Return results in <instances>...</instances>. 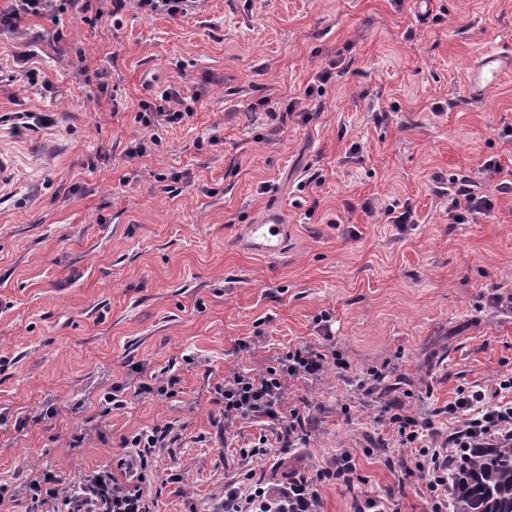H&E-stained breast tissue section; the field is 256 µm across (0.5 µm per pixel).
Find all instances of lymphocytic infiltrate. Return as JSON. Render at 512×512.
Listing matches in <instances>:
<instances>
[{"mask_svg":"<svg viewBox=\"0 0 512 512\" xmlns=\"http://www.w3.org/2000/svg\"><path fill=\"white\" fill-rule=\"evenodd\" d=\"M208 0H11L0 11V29L14 31L30 16H57L75 9L83 23L94 26L110 19L120 26L126 8L150 15L187 16L206 7ZM182 87L170 85L153 91L141 100L134 116L144 130L127 152L129 158L146 156L151 146L159 145L160 134L193 117ZM480 180L464 176L458 194L463 200L461 210L450 212L456 224L476 221L489 215L493 202L491 193L512 195V178L498 159L486 160L479 169ZM348 370L349 364L335 345L323 347L304 342L294 345L257 373L234 372L225 376L220 400L224 404V420L228 423L267 419L277 426L276 438L282 447L307 442V418L296 408H287L288 388L295 382L310 385L321 381L329 367ZM448 413L456 421L455 430L443 440L431 442L420 449L413 461L412 475L420 478L429 492V512H447L448 472L463 458L469 448H494L512 444V401L487 403L477 391L458 393L448 405ZM136 450L139 473L136 480L122 481L112 472L84 475L68 483L51 476L31 480L30 500L44 512H152V501L146 485L150 457L160 443L154 432L131 437ZM344 486L354 483V467L348 455H341L331 466L316 474H300L281 487L267 485L263 474L247 470L241 477L224 486L218 512H317L318 486L326 480Z\"/></svg>","mask_w":512,"mask_h":512,"instance_id":"1","label":"lymphocytic infiltrate"}]
</instances>
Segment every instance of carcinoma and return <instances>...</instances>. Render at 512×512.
Segmentation results:
<instances>
[{
  "label": "carcinoma",
  "instance_id": "carcinoma-1",
  "mask_svg": "<svg viewBox=\"0 0 512 512\" xmlns=\"http://www.w3.org/2000/svg\"><path fill=\"white\" fill-rule=\"evenodd\" d=\"M448 491L451 512H512V446L472 449Z\"/></svg>",
  "mask_w": 512,
  "mask_h": 512
}]
</instances>
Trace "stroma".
<instances>
[{
	"mask_svg": "<svg viewBox=\"0 0 512 512\" xmlns=\"http://www.w3.org/2000/svg\"><path fill=\"white\" fill-rule=\"evenodd\" d=\"M485 45L512 47V0H429L423 11L415 0H210L188 17L130 9L122 26L90 27L67 12L0 32V116L50 120L36 131L0 123L16 162L0 192L10 512H30L32 476L113 470L125 438L152 429L163 436L147 473L156 512H208L241 449L268 432L260 419L225 427L217 386L295 344L324 345L325 314L350 368L290 387L289 404L315 422L310 442L252 467L278 484L346 450L361 481L322 483L319 512L369 501L425 512L421 483L385 464L415 451L397 448L380 406L403 400L441 439L459 390L491 402L512 376V197L471 224L448 217L452 175L512 163L499 135L512 126V74L480 96L466 83ZM80 50L96 77L76 75ZM28 68L42 81L26 83ZM324 69L329 80L305 97ZM168 84L202 90L194 116L128 159L143 135L139 101ZM299 100L307 116L272 119ZM162 174L180 175L177 194ZM405 201L414 223H386L382 207ZM271 204L288 232L267 259L241 235ZM387 360L395 374L354 403L355 372ZM115 387L120 409L105 401Z\"/></svg>",
	"mask_w": 512,
	"mask_h": 512,
	"instance_id": "stroma-1",
	"label": "stroma"
}]
</instances>
